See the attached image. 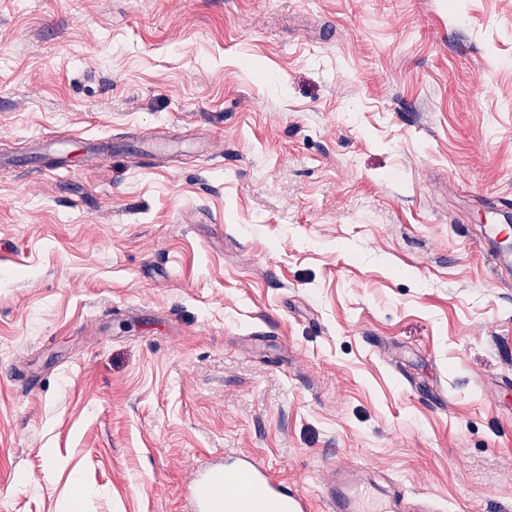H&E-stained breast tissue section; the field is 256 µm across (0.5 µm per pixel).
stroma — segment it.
Here are the masks:
<instances>
[{"label": "stroma", "mask_w": 512, "mask_h": 512, "mask_svg": "<svg viewBox=\"0 0 512 512\" xmlns=\"http://www.w3.org/2000/svg\"><path fill=\"white\" fill-rule=\"evenodd\" d=\"M0 512H185L244 451L512 512V0H0ZM35 150L37 155L51 157L57 162L50 172L54 171L55 174L71 172L70 147L67 143L51 138H37ZM500 224H486L481 231V242L488 246H499L501 237L512 235V211L501 210L498 213Z\"/></svg>", "instance_id": "obj_1"}]
</instances>
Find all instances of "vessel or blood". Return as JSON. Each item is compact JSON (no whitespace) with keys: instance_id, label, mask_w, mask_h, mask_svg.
Masks as SVG:
<instances>
[{"instance_id":"1","label":"vessel or blood","mask_w":512,"mask_h":512,"mask_svg":"<svg viewBox=\"0 0 512 512\" xmlns=\"http://www.w3.org/2000/svg\"><path fill=\"white\" fill-rule=\"evenodd\" d=\"M37 155L53 158L55 173L71 170L67 143L39 138ZM499 221L485 225L482 243L499 245L512 236V212L503 210ZM187 512H446L431 496L407 499L394 493L387 502L373 503L358 473L337 467L329 478L320 503H313L305 490L276 479L264 462L248 456L238 457L234 467H213L196 472L187 497Z\"/></svg>"}]
</instances>
